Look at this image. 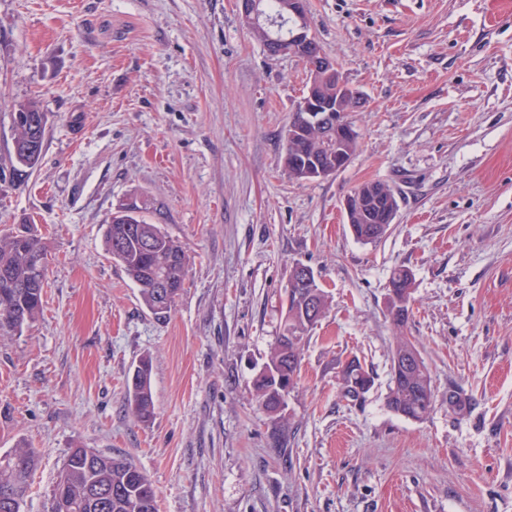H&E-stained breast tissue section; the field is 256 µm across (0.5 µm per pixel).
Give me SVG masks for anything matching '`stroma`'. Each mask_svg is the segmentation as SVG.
<instances>
[{
	"mask_svg": "<svg viewBox=\"0 0 512 512\" xmlns=\"http://www.w3.org/2000/svg\"><path fill=\"white\" fill-rule=\"evenodd\" d=\"M306 9L362 102L348 165L300 183L282 156L306 65L269 55L238 0H0V163L19 103L47 118L40 165L0 181V230L31 224L49 257L40 316L0 338V455L24 440L40 458L24 512H51L77 445L142 469L157 512H512V0ZM367 181L398 200L373 244L344 211ZM131 202L192 260L164 320L105 249ZM299 263L328 309L273 418L252 380ZM400 267L414 288L399 330ZM400 335L433 383L417 421L386 403ZM143 357L146 426L126 407ZM353 358L374 379L355 402Z\"/></svg>",
	"mask_w": 512,
	"mask_h": 512,
	"instance_id": "stroma-1",
	"label": "stroma"
}]
</instances>
